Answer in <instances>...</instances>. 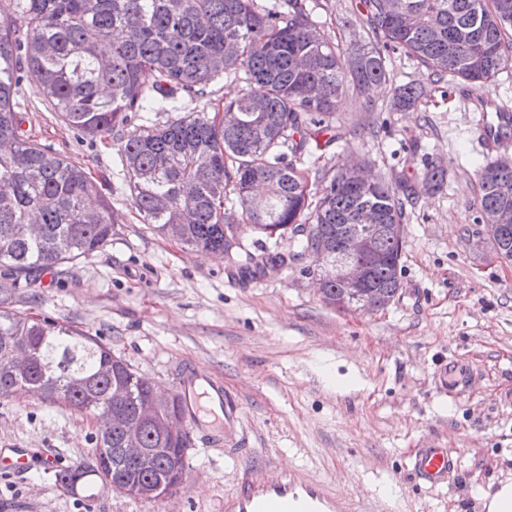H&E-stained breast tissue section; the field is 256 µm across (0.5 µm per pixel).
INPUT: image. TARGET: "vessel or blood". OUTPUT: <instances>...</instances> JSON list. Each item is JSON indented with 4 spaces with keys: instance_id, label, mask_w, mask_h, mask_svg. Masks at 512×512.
<instances>
[{
    "instance_id": "1",
    "label": "vessel or blood",
    "mask_w": 512,
    "mask_h": 512,
    "mask_svg": "<svg viewBox=\"0 0 512 512\" xmlns=\"http://www.w3.org/2000/svg\"><path fill=\"white\" fill-rule=\"evenodd\" d=\"M512 131V113L483 114L481 134L487 152H497L504 132ZM183 401V418L203 434L206 446L224 445V432L233 428L235 405L227 400L224 385L211 374L193 367L178 376ZM30 453L24 448H0V471L21 473L29 467ZM457 469V456L447 448H419L410 458V472L424 484L437 487L447 483ZM224 512H354L325 482L299 470L277 479L246 463L240 469L238 486L225 496Z\"/></svg>"
}]
</instances>
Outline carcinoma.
Returning a JSON list of instances; mask_svg holds the SVG:
<instances>
[{
    "label": "carcinoma",
    "mask_w": 512,
    "mask_h": 512,
    "mask_svg": "<svg viewBox=\"0 0 512 512\" xmlns=\"http://www.w3.org/2000/svg\"><path fill=\"white\" fill-rule=\"evenodd\" d=\"M360 0L366 42L343 52L324 38L301 0H0V295L19 277L74 263L112 241L116 219L101 185L83 168L24 134L16 91L34 82L70 127L91 138L117 137L132 116L138 134L119 140L117 155L136 211L160 235L191 249L229 252L235 227L248 223L267 240L289 237L299 255L345 224H401L411 188L335 173L316 198L297 162L339 140L336 103L350 88L386 79V52L400 49L436 80L450 73L478 86L512 60V0ZM255 91L224 102L238 124L210 115L207 88L219 75ZM423 90L395 88L399 110L417 106ZM165 114L160 123L154 117ZM427 161L432 190L447 180ZM512 205V168L488 158L480 168V219ZM403 242L374 236L380 260L369 287L383 309L401 288ZM254 271L285 267L288 257L260 243ZM324 302L351 304L336 259L326 272ZM0 336L29 352L22 369L0 345V399L37 392L51 402L105 418L112 387L128 392L124 412L154 394L148 380L95 338L68 324L0 308ZM182 417L173 395L161 416L143 425L151 457L142 468L124 459L120 427L105 424L95 460L55 473L65 488L112 483L139 499L142 486L163 502L182 485L190 431L176 438L167 417Z\"/></svg>",
    "instance_id": "obj_1"
}]
</instances>
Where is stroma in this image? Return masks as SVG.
Wrapping results in <instances>:
<instances>
[{
	"instance_id": "35a3bbf8",
	"label": "stroma",
	"mask_w": 512,
	"mask_h": 512,
	"mask_svg": "<svg viewBox=\"0 0 512 512\" xmlns=\"http://www.w3.org/2000/svg\"><path fill=\"white\" fill-rule=\"evenodd\" d=\"M359 0H304L325 37L348 52L365 37ZM421 85L414 111L397 112V86ZM512 106V63L477 91L392 53L387 81L348 92L337 105L338 144L319 159H346L370 179L406 178L401 289L384 309L340 311L320 299L286 238L288 267L245 274L255 231L237 232L231 255L192 251L156 234L134 209L112 139L66 125L25 81L17 89L24 129L46 150L102 185L119 220L112 240L75 264L41 272L4 305L94 336L162 393L177 392L186 364L223 381L238 408L220 448L195 444L184 483L164 503L99 487L94 497L56 483L39 463L0 472V512H224L247 459L270 472L306 469L358 512H485L476 489L512 481V261L480 234L476 100ZM448 179L429 191L425 155ZM468 376L453 391L449 371ZM97 429L89 413L36 394L0 399V448L89 463ZM415 448H453L452 484L424 487L409 473Z\"/></svg>"
}]
</instances>
